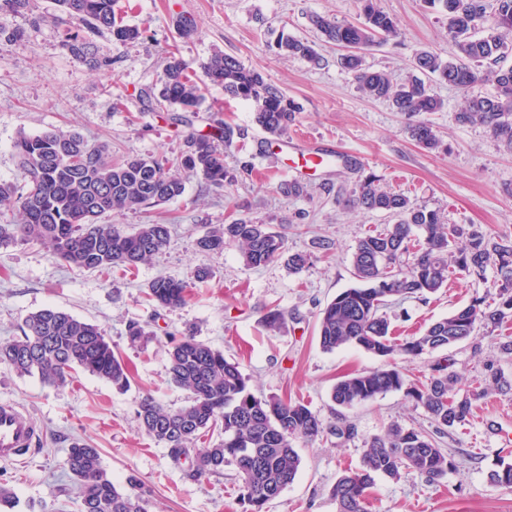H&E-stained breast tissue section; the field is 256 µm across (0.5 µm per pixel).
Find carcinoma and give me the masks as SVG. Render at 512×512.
Listing matches in <instances>:
<instances>
[{
	"mask_svg": "<svg viewBox=\"0 0 512 512\" xmlns=\"http://www.w3.org/2000/svg\"><path fill=\"white\" fill-rule=\"evenodd\" d=\"M117 0H52L58 19L69 24L62 45L74 58L93 70L112 72V56L95 49L91 36L108 34L126 45L142 39L145 29L124 23L116 11ZM439 5L448 16V34L454 59L443 61L428 50L415 54L417 68L464 92L490 82L491 95H469L456 115L461 124L481 125L512 150V0H424ZM362 21L339 23L314 14L310 22L326 41L354 49L339 58L360 91L382 99L397 112L413 119L408 133L418 146L444 150L442 140L423 116L444 107L424 81L411 78L397 84L384 71L363 65L358 50L377 41L400 37L396 21L377 0H357ZM32 10V0H0V16ZM275 48L280 55L300 57L316 64L314 46L288 34H279ZM201 81L192 78L189 64L172 55L159 83L139 92L142 101L174 113L173 120L192 124L189 114L204 100L201 85L224 89L232 99L254 106V123L278 139L295 122L300 107L271 85L262 72L238 59L215 52L200 63ZM215 132L189 133L188 150L176 159L132 155L118 163L105 145H91L77 131L48 129L23 133L14 144L22 187L0 183V208L18 211L14 223L0 214V246L17 240L48 241L56 257L85 272H106L114 267L135 269L163 253L171 241L167 224H140L127 231L118 224H103L114 212L150 208L182 196L185 184L176 171L183 170L209 186L226 188L235 176L224 164L220 145L229 146L241 130L216 120ZM348 203L366 212H380L395 222L358 240L352 252L356 285L342 290L321 310L318 337L322 349L333 352L353 345L386 359V365L339 380L332 401L350 408L373 401L391 391L405 390L427 414L438 433L459 425L471 415L476 401L489 391L505 393L512 382L493 365L486 368L484 387L477 393L459 394V376L448 358L435 361L424 382H412L392 362L397 356L419 358L456 343L491 332L512 320V240L492 236L472 225L447 224L437 210L413 206L370 174L359 184ZM197 246L205 253L226 247L239 251L249 268H259L285 255V238L246 218L208 227ZM496 271L492 287L497 302H472L432 323L418 336L400 342L390 336V322L382 313L392 298L420 300L448 282L452 270L464 277L485 280L488 268ZM188 285L175 277L159 275L148 285L147 296L161 309L186 302ZM129 345L141 346L154 333L139 323L126 331ZM170 383L189 393L186 404L172 408L146 394L138 401L135 416L139 429L163 445L169 458L181 466L184 478L199 482L221 475L234 466L240 498L249 512L264 506L292 484L301 463L295 449L299 439L314 440L325 433L351 437L350 424L325 422L301 402L256 396L236 361L196 339L192 330L168 335ZM0 364L20 376H36L49 385L67 382L75 368H83L118 389L129 385L121 355L98 326L70 313L44 308L24 320L22 336L0 343ZM202 432H215L216 442L196 447ZM71 475L77 512H148L136 476L126 478L127 488L112 481L101 467L99 451L75 439L63 460ZM453 457L432 438L414 428L391 424L382 435L365 442L361 466L341 475L331 489L336 512H369V489L375 477L397 479L414 472L430 483L455 469ZM491 482L512 489V463H500L489 474Z\"/></svg>",
	"mask_w": 512,
	"mask_h": 512,
	"instance_id": "carcinoma-1",
	"label": "carcinoma"
}]
</instances>
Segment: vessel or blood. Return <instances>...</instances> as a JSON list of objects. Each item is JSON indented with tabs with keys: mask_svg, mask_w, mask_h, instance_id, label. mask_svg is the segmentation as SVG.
<instances>
[{
	"mask_svg": "<svg viewBox=\"0 0 512 512\" xmlns=\"http://www.w3.org/2000/svg\"><path fill=\"white\" fill-rule=\"evenodd\" d=\"M41 429L17 403L0 401V463L17 464L38 451Z\"/></svg>",
	"mask_w": 512,
	"mask_h": 512,
	"instance_id": "1",
	"label": "vessel or blood"
}]
</instances>
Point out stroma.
<instances>
[{"label": "stroma", "instance_id": "35a3bbf8", "mask_svg": "<svg viewBox=\"0 0 512 512\" xmlns=\"http://www.w3.org/2000/svg\"><path fill=\"white\" fill-rule=\"evenodd\" d=\"M34 3L45 16L40 23L27 13L0 17L6 27L24 31L21 39L0 47V182L21 179L14 142L23 132L72 129L89 143L108 145L116 159L128 154L176 157L185 149L187 130L209 133L217 117L240 128L242 136L224 151L225 164L236 174L229 189L210 188L187 174L182 197L112 215V223L128 230L154 220L172 226L169 247L136 271L81 272L66 267L45 244L0 246V342L21 336L29 314L54 307L104 330L130 372L129 388L120 391L80 368L66 384L52 386L0 365V398L19 404L45 432L41 450L26 466L0 465V483H8L17 498L14 512H75L57 493L65 478V450L75 438L98 448L101 465L116 483L136 475L150 492L149 512H245L232 467H225L223 475L188 482L166 448L137 428L135 409L142 394L174 407L184 404L186 391L169 382L167 342L169 334L188 327L199 340L239 362L257 396L300 401L325 421L354 425L350 438L326 434L298 441L301 464L294 482L265 506L266 512H336L330 490L345 470L359 467L367 440L394 422L434 430L423 410L401 391L351 408L331 399L343 376L384 364L383 358L352 346L327 352L319 344L321 308L355 284V244L388 222L385 214L360 211L347 201L372 173L414 205L440 210L447 223L474 224L512 239V153L483 126L459 124L456 114L464 94L433 76L424 81L445 106L428 120L448 146L444 154L424 150L410 138L408 116L365 96L337 63L341 47L324 41L309 21L316 13L339 22L358 21L355 0H118L125 22L146 33L126 46L105 34L94 36L99 52L112 58L108 74L91 70L63 48L61 29L50 18L51 0ZM378 4L397 21L401 36L363 50L366 68L400 80L413 74L417 50L452 58L448 19L440 8L428 7L424 0ZM177 13L194 21V37L180 35L172 21ZM282 31L315 42L320 64L272 50L271 42ZM216 50L261 71L299 105L287 133L292 148L269 142L253 121L252 106L226 98L218 87H205L206 101L189 128L140 101V89L160 79L168 53L195 68ZM300 146L324 153L326 160L298 173L308 193L289 200L276 186L294 172ZM239 217L280 232L288 252L310 254L306 268L292 273L282 258L248 268L232 247L221 253L198 251L196 240L206 225ZM324 240L332 242L331 250L321 248ZM201 265L213 272L202 285L192 280ZM160 275L189 282L180 308L158 310L148 301L147 287ZM486 277L480 283L454 273L427 299L387 305L383 312L393 335H419L473 298L494 299L487 282L495 274L490 271ZM273 307L287 315L285 326L275 333L263 323ZM132 322L149 325L156 339L130 347L126 329ZM511 336L512 323H507L447 352L414 360L400 357L396 363L421 378L436 360L449 357L461 378L459 391H477L490 364L512 380V356L499 350L500 342ZM436 441L453 456L456 470L436 484L413 472L396 480L376 478L371 512H512V491L489 480L499 460L512 461V393L477 401L465 424Z\"/></svg>", "mask_w": 512, "mask_h": 512}]
</instances>
